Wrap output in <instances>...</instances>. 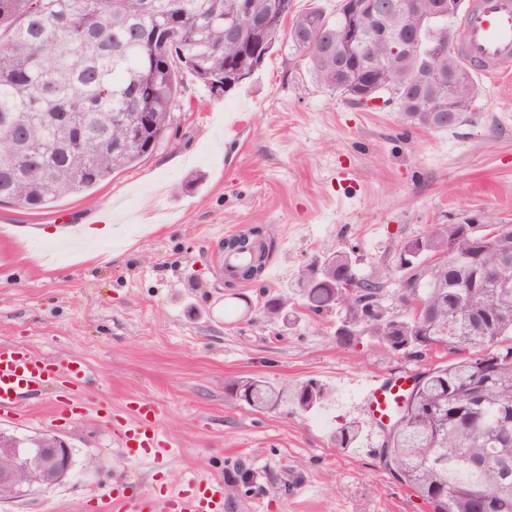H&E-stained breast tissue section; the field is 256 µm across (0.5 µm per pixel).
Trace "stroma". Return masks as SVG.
<instances>
[{
    "label": "stroma",
    "mask_w": 512,
    "mask_h": 512,
    "mask_svg": "<svg viewBox=\"0 0 512 512\" xmlns=\"http://www.w3.org/2000/svg\"><path fill=\"white\" fill-rule=\"evenodd\" d=\"M445 129L368 110L311 76L288 42L228 96L185 75L171 131L145 160L42 209L0 204V344L76 358L87 408L47 428L49 395L26 400L20 438L50 433L73 450L69 475L0 499V512H84L122 487L138 497L195 473L224 480V512H430L388 469L360 395L375 377L416 375L444 353L391 357L336 341V314L303 307L292 286L309 265L352 252L361 277L391 266L403 241L481 213L512 224V88L480 81ZM260 230L269 268L229 282L230 234ZM283 312L267 313L269 297ZM260 378L288 390L309 379L333 398L303 412L232 402L226 383ZM161 409L163 462L113 443L103 408L130 398ZM363 426L355 447L330 437ZM361 435V427L356 421H348L340 424L332 432L333 444L338 449H348L354 447Z\"/></svg>",
    "instance_id": "1"
}]
</instances>
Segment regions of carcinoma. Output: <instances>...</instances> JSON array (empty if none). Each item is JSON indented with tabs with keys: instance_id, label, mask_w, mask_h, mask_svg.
<instances>
[{
	"instance_id": "carcinoma-1",
	"label": "carcinoma",
	"mask_w": 512,
	"mask_h": 512,
	"mask_svg": "<svg viewBox=\"0 0 512 512\" xmlns=\"http://www.w3.org/2000/svg\"><path fill=\"white\" fill-rule=\"evenodd\" d=\"M238 0H0V202L41 208L87 190L143 160V150L117 145V117L143 112L168 133L179 107L182 73L209 92L226 93L249 80L287 36L313 78L347 99L390 86L396 108L414 124L444 129L448 108L469 111L475 81L448 97V65L470 74L456 55L415 51L393 57L379 41L355 54L341 42L353 20L352 0L335 17L312 8L284 28L292 0H252L258 21L230 37L225 18ZM432 0L409 18L405 37L420 28ZM432 252L451 258L428 269L416 297L393 320H377L389 296L381 278H361L345 252L329 257L330 278L302 273L296 292L314 313L336 311L349 333L343 347L367 339L391 356L419 358L432 350L457 355L419 374L413 410L398 432L384 435L383 466L397 474L432 512H512V228L491 242L468 224H441L426 234ZM226 394L251 409H272L283 392L241 377ZM331 397L309 380L288 393L309 412ZM356 421L332 432L338 449L354 447Z\"/></svg>"
}]
</instances>
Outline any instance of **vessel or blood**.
<instances>
[{
  "label": "vessel or blood",
  "instance_id": "vessel-or-blood-1",
  "mask_svg": "<svg viewBox=\"0 0 512 512\" xmlns=\"http://www.w3.org/2000/svg\"><path fill=\"white\" fill-rule=\"evenodd\" d=\"M454 50L474 74L488 81L499 77V66L512 59V0H469L454 35ZM85 364L72 358H49L20 346L0 344V418H23V396L56 386L57 395L41 422L76 416L84 408L87 380ZM410 387L406 376L376 377L368 381L363 395L372 422L390 416ZM159 409L149 401L134 400L127 418L112 425V437L121 447L144 452L162 448L158 428ZM94 512H224V485L212 477L196 474L180 488L147 499L119 496L97 499Z\"/></svg>",
  "mask_w": 512,
  "mask_h": 512
}]
</instances>
